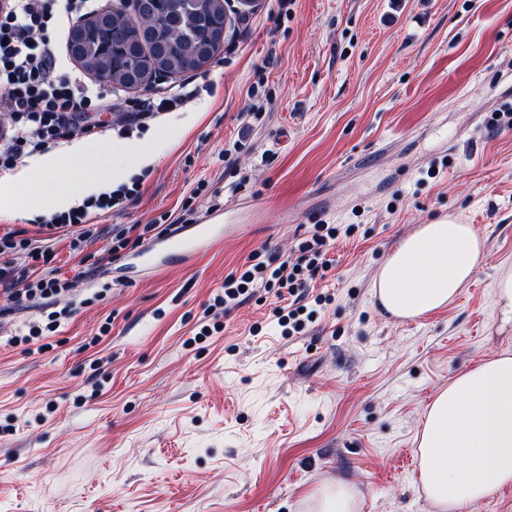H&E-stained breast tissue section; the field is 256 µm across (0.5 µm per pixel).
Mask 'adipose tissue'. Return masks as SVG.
Returning <instances> with one entry per match:
<instances>
[{"label":"adipose tissue","mask_w":512,"mask_h":512,"mask_svg":"<svg viewBox=\"0 0 512 512\" xmlns=\"http://www.w3.org/2000/svg\"><path fill=\"white\" fill-rule=\"evenodd\" d=\"M167 145L152 139L110 144L77 140L31 160L12 175L4 216L43 210L40 187L56 184V209L127 181ZM487 259L484 238L448 214L418 225L380 268L373 289L381 310L416 320L451 305ZM421 482L434 512H465L512 484V354L487 357L439 389L418 436ZM355 489L330 480L309 497L308 512H354Z\"/></svg>","instance_id":"ef3b65f1"}]
</instances>
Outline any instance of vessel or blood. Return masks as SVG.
<instances>
[{
    "mask_svg": "<svg viewBox=\"0 0 512 512\" xmlns=\"http://www.w3.org/2000/svg\"><path fill=\"white\" fill-rule=\"evenodd\" d=\"M224 233L223 214L213 212L204 221L185 225L150 245L139 253L138 258L143 266L156 270L166 268L174 260L186 263L220 242Z\"/></svg>",
    "mask_w": 512,
    "mask_h": 512,
    "instance_id": "1",
    "label": "vessel or blood"
}]
</instances>
